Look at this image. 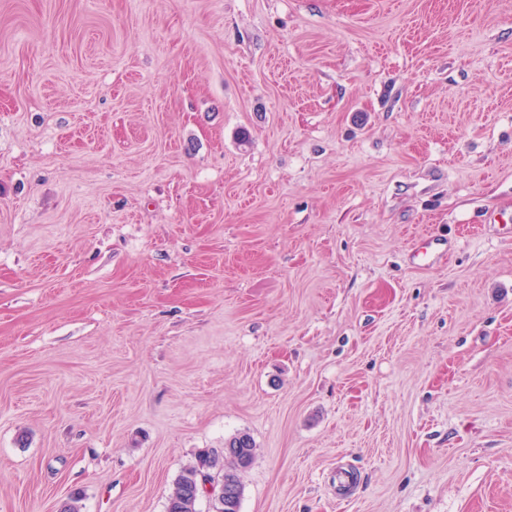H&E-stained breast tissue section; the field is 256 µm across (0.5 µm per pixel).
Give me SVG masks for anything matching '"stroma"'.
Returning <instances> with one entry per match:
<instances>
[{
  "instance_id": "obj_1",
  "label": "stroma",
  "mask_w": 512,
  "mask_h": 512,
  "mask_svg": "<svg viewBox=\"0 0 512 512\" xmlns=\"http://www.w3.org/2000/svg\"><path fill=\"white\" fill-rule=\"evenodd\" d=\"M242 432L241 512H512V0H0V512Z\"/></svg>"
}]
</instances>
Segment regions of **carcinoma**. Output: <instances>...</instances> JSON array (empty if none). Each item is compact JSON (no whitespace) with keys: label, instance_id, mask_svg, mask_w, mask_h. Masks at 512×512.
<instances>
[{"label":"carcinoma","instance_id":"1","mask_svg":"<svg viewBox=\"0 0 512 512\" xmlns=\"http://www.w3.org/2000/svg\"><path fill=\"white\" fill-rule=\"evenodd\" d=\"M256 445L247 433H238L224 442V447L200 451L193 464L175 479L166 512H197L196 504L203 491L200 481L209 479L223 488L212 501L213 512H240L244 485L243 472L254 462Z\"/></svg>","mask_w":512,"mask_h":512}]
</instances>
